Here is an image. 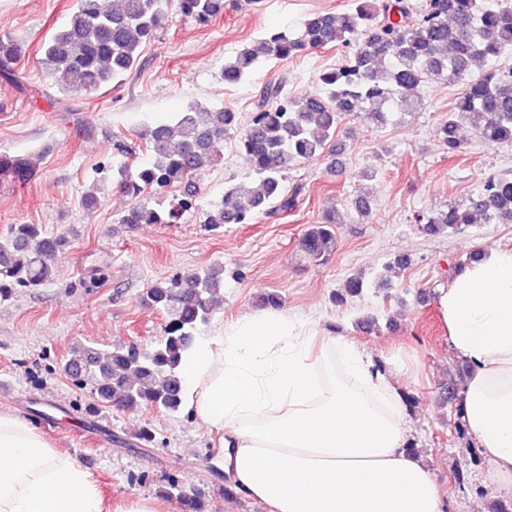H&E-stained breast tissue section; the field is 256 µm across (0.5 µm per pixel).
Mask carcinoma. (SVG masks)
<instances>
[{
	"label": "carcinoma",
	"mask_w": 512,
	"mask_h": 512,
	"mask_svg": "<svg viewBox=\"0 0 512 512\" xmlns=\"http://www.w3.org/2000/svg\"><path fill=\"white\" fill-rule=\"evenodd\" d=\"M181 17L207 23L239 0H77L68 22L45 42L41 65L63 90L90 93L118 83L137 66L142 49L168 21L170 7ZM339 44L342 61L318 73L319 90L290 96L268 85L247 121L225 108L192 106L168 122L143 126L137 138L149 160L131 168L111 166L118 189L141 203L118 223L173 224L194 207L191 179L221 160L218 145L233 136L235 152L257 179L224 188L221 204L206 213L214 229L225 224H252L259 217L295 209L303 187L288 188L283 173L291 166L335 151L341 121L357 113L376 126L397 113L416 112L417 90L429 81L461 82L463 89L437 126L441 146L452 157L461 152V125L470 124L484 140L512 143V66L496 62L512 54V0H352L341 12H314L285 31L270 32L241 48L224 62V83L243 82L269 58L288 60L308 51ZM22 46L0 37V78L23 88L16 69ZM34 176L29 158L0 153V184L25 187ZM184 187L177 205H151L158 194ZM487 224L512 223V177L491 174L478 194L418 216L429 235L459 231L477 219ZM336 213H325L300 239L304 256L319 260L335 245ZM68 240L50 235L38 224H12L0 238V300L19 288H41L53 281L56 260ZM218 268L177 272L153 283L146 304L168 317L164 335L151 348L70 349L65 373L80 389L92 386L91 414L114 403L134 412L158 408L177 413L183 407L180 376L183 355L195 332L208 322L212 301L224 287ZM179 499L183 512H207L199 494H186L176 481L162 491Z\"/></svg>",
	"instance_id": "carcinoma-1"
}]
</instances>
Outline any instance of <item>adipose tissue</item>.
Masks as SVG:
<instances>
[{
    "label": "adipose tissue",
    "instance_id": "obj_1",
    "mask_svg": "<svg viewBox=\"0 0 512 512\" xmlns=\"http://www.w3.org/2000/svg\"><path fill=\"white\" fill-rule=\"evenodd\" d=\"M436 306L468 373L457 413L512 495V250L441 288ZM391 370L335 330L268 308L202 338L183 362L188 407L216 431L228 486L265 512H450L409 447ZM0 512H106L88 469L0 409Z\"/></svg>",
    "mask_w": 512,
    "mask_h": 512
}]
</instances>
